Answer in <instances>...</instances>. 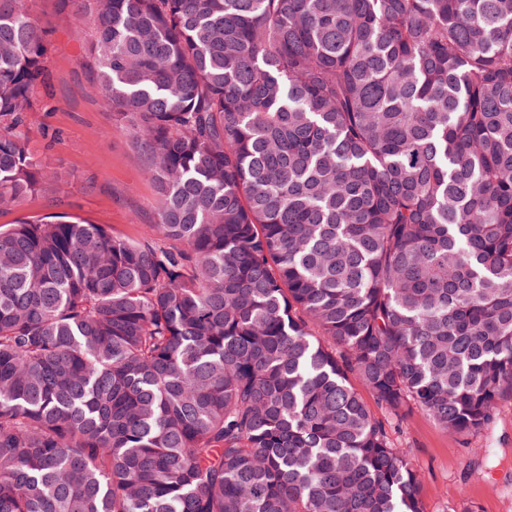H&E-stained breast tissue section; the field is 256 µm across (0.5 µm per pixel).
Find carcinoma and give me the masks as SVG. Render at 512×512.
Returning <instances> with one entry per match:
<instances>
[{"label": "carcinoma", "instance_id": "carcinoma-1", "mask_svg": "<svg viewBox=\"0 0 512 512\" xmlns=\"http://www.w3.org/2000/svg\"><path fill=\"white\" fill-rule=\"evenodd\" d=\"M156 238L0 228V512H424L365 405L512 400V0H63ZM51 28L0 0V209Z\"/></svg>", "mask_w": 512, "mask_h": 512}]
</instances>
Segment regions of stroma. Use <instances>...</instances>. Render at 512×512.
Returning a JSON list of instances; mask_svg holds the SVG:
<instances>
[{
    "label": "stroma",
    "mask_w": 512,
    "mask_h": 512,
    "mask_svg": "<svg viewBox=\"0 0 512 512\" xmlns=\"http://www.w3.org/2000/svg\"><path fill=\"white\" fill-rule=\"evenodd\" d=\"M31 6L52 28L53 48L45 106L29 113L25 130L32 153L66 182L46 185L17 207L1 210L0 225L62 214L142 241L153 234L156 187L146 175L145 153L91 92L93 74L82 62L88 30L62 22L61 0H31ZM389 435L410 452L424 512H512L511 401L500 403L492 423L478 433H448L417 409Z\"/></svg>",
    "instance_id": "obj_1"
}]
</instances>
